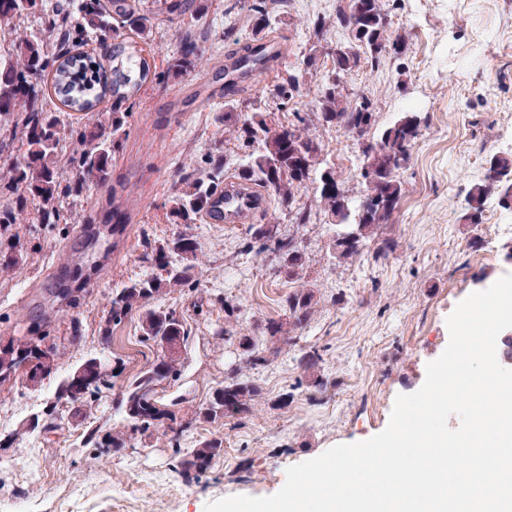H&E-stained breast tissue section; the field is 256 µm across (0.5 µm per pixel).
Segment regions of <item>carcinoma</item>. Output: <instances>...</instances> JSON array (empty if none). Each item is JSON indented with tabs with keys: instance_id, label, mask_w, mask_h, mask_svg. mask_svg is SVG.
Wrapping results in <instances>:
<instances>
[{
	"instance_id": "carcinoma-1",
	"label": "carcinoma",
	"mask_w": 512,
	"mask_h": 512,
	"mask_svg": "<svg viewBox=\"0 0 512 512\" xmlns=\"http://www.w3.org/2000/svg\"><path fill=\"white\" fill-rule=\"evenodd\" d=\"M43 2L0 0V30L13 31L22 15L41 13V28L20 34L12 51L0 57V193L10 196V203L0 207V266L5 269L19 265L28 256L30 238L23 227L71 223L70 205L111 180L112 158L120 144L119 132L125 125L129 100L151 75L146 49L125 32L138 35L159 28L174 12L189 11L200 18L206 15L205 0H152L149 6L143 0H67L51 10L45 9ZM279 2L288 0H251L246 12L226 27V36L237 43L245 32L252 34L248 50L256 61L263 55L254 43L276 29L282 12L276 7ZM360 3L359 17L339 4L334 13L317 15L309 21L308 28L323 40L334 29L358 28L355 40L328 54L332 69L315 93L310 111L293 113V120L287 124L271 119L272 110L303 95L304 75L316 65L314 56L303 55L297 66L277 70V80L263 88L264 106L247 98H234L231 111L224 113L225 140L244 151L242 162L231 176L259 188L298 228L311 223L318 211L331 216L336 232L328 252L338 263L352 262L366 254L377 263L395 251L396 242L380 234L401 199L400 171L407 168L420 134L418 116L406 113L372 135L376 143L399 148L401 165L374 153L372 145L360 147L365 190L356 200L336 190L344 184L336 169L320 167L317 128L336 127L354 138L359 126L374 115L369 95L362 93L350 99L347 86L336 83V75L349 76L364 64L377 66L386 55H397L402 50L400 38L390 34V11L382 9L380 0ZM92 34L108 47L105 54L77 50ZM205 37L200 27L187 30L179 39L168 71L180 77L197 72L207 62L202 49ZM48 88L58 102L54 109L46 104ZM107 99L110 107L103 110L100 105ZM66 112H78L80 116L66 122ZM68 139L77 142L79 148L64 157L59 145ZM17 142L25 147L20 159L12 156ZM309 185L314 188V200L308 203L302 200L300 191ZM223 188L224 156L218 152L205 155L203 165L189 175L186 188L173 197L172 223L198 224L206 220L210 215L207 207ZM495 192L488 175L470 189L466 223H482L485 202ZM248 235L244 252L263 256L286 272L289 279L302 281L300 287L282 298V315L265 325L271 343L293 349L320 301L316 284L306 280L308 247L294 235L276 236L266 224L250 225ZM373 242L374 248L370 247ZM197 251V241L186 233L146 251L144 261L163 275L131 280L113 292L110 312L100 325L101 335H110L111 326L139 310L142 341L157 346L167 336L187 341L190 331L186 324L163 300L197 281ZM221 305L224 322L215 335L236 345L240 366L214 388L209 405L198 413L205 421L252 414L262 399V388L248 372L268 363L266 350L239 325V302L226 296ZM181 357L179 349L163 352L157 363L126 385L119 408L129 431L102 436L99 428H91L88 442L118 452L126 447L131 433L143 436L152 426L172 418V410L158 397V387L178 374ZM34 359L39 356L28 340L1 336L0 386L17 376L21 362ZM322 361L323 354L317 348L300 351L297 362L303 378L297 379V385L306 379L312 387L323 388L325 381L319 374ZM92 371L86 361L65 376L54 400L30 429H52L58 407L72 403L71 394L79 391L81 379ZM223 451L219 439H207L186 450L178 447L179 472L195 480Z\"/></svg>"
}]
</instances>
